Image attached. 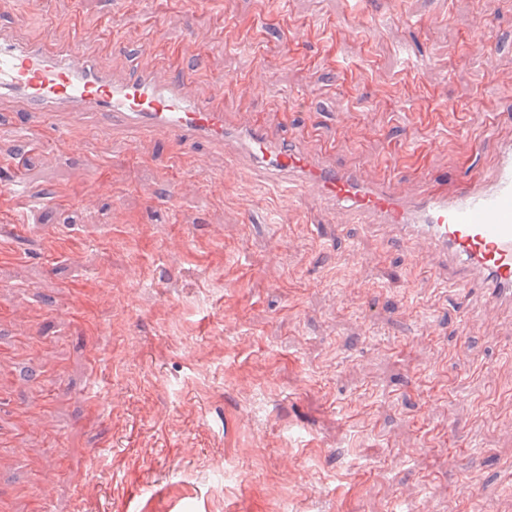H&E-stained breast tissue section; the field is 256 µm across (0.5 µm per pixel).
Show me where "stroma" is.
Here are the masks:
<instances>
[{
    "mask_svg": "<svg viewBox=\"0 0 512 512\" xmlns=\"http://www.w3.org/2000/svg\"><path fill=\"white\" fill-rule=\"evenodd\" d=\"M48 16L63 42L79 22L145 64L202 59L194 90L231 84L228 122L403 184L512 139V0H9L0 28ZM72 135L0 139L40 197L0 202L11 512H512V309L466 315L425 248L337 231L261 170Z\"/></svg>",
    "mask_w": 512,
    "mask_h": 512,
    "instance_id": "stroma-1",
    "label": "stroma"
}]
</instances>
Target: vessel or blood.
<instances>
[{
  "label": "vessel or blood",
  "instance_id": "obj_1",
  "mask_svg": "<svg viewBox=\"0 0 512 512\" xmlns=\"http://www.w3.org/2000/svg\"><path fill=\"white\" fill-rule=\"evenodd\" d=\"M55 28V19L45 18L24 41L0 29V100L16 103L23 119L12 130L23 140L42 123L52 126L56 146L68 145L70 131L53 118L71 112L97 118L102 132L164 141L189 154L212 145L228 162L221 178L255 166L330 205L336 224L358 215L394 225L398 245L422 244L442 254L459 271L458 287L483 291L484 307L512 306L511 140L499 146L488 171L471 175L463 187L403 185L387 175L336 166L325 153L305 152L300 139L282 140L270 124L227 125L225 88L197 96L193 69L161 63L108 71L86 48L122 54V41L101 39L96 28L78 24L70 42L60 45Z\"/></svg>",
  "mask_w": 512,
  "mask_h": 512
}]
</instances>
